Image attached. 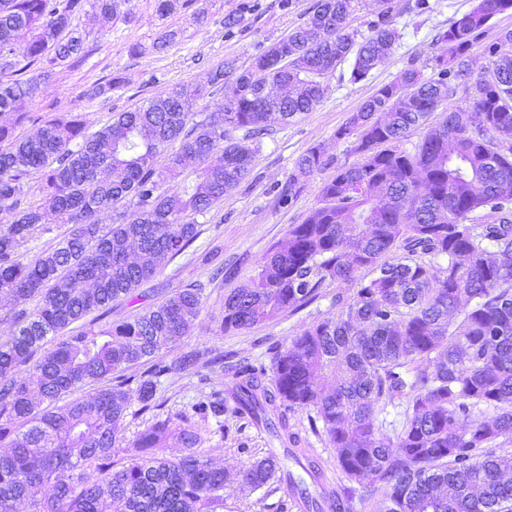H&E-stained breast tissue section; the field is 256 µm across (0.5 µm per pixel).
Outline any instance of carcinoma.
<instances>
[{"mask_svg": "<svg viewBox=\"0 0 512 512\" xmlns=\"http://www.w3.org/2000/svg\"><path fill=\"white\" fill-rule=\"evenodd\" d=\"M381 2L366 35L350 27L359 0H318L249 64H218L210 87L222 100L200 119L175 87L93 132L76 114L17 138L41 84L88 54L76 19L90 13L104 32L118 0H0V61L10 69L0 76V117L10 121L0 123V212L11 215L0 225V300L14 327L0 336V512H114L118 503L124 512H223L227 476L199 451L193 425L155 416L128 443L130 462L114 460L124 419L155 410L162 378L202 360L188 350L168 363L163 353L193 327L203 285L107 317L145 297L139 287L197 239L195 216L243 179L271 120L313 111L338 64L352 60L358 83L392 54L399 12ZM509 11L512 0H474L437 33L433 76L407 68L350 113L336 138L354 139L363 161L336 168L287 246L224 296L219 329L231 333L296 312L334 283L356 285L336 319L300 330L269 368L237 364L231 389L234 411L296 460L306 451L277 409L315 412L351 482L324 492L336 512L351 508L354 483L364 500L382 494L380 512H512V198L503 196L512 185V30L485 46L489 70L469 105L448 107L413 150L402 148L453 97L472 48ZM327 164L321 148L308 149L278 204ZM186 171L194 179L181 190H163ZM108 208L106 229L97 215ZM49 212L69 228L21 261ZM138 364V377L125 375ZM102 381L92 396L57 405ZM395 402L402 419L389 437L381 414ZM193 413L220 420L224 394L204 396ZM279 473L295 481L270 452L242 479L255 491Z\"/></svg>", "mask_w": 512, "mask_h": 512, "instance_id": "carcinoma-1", "label": "carcinoma"}]
</instances>
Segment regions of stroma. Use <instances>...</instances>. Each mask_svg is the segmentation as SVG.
<instances>
[{
    "mask_svg": "<svg viewBox=\"0 0 512 512\" xmlns=\"http://www.w3.org/2000/svg\"><path fill=\"white\" fill-rule=\"evenodd\" d=\"M242 0H192L191 10L160 17L155 0H129L136 19L126 24L114 23L104 33L95 32L91 17L79 19L81 27L91 30L89 54L79 64L63 65L41 87L29 108L30 120L16 128V135L27 134L33 124L46 118L62 117L69 112L83 113L90 129L105 124L113 113L145 104L159 92L179 86L191 96L195 111L213 106L210 96H198L207 87L212 68L225 60L248 64L250 58L300 24L311 11L315 0H293L284 7L283 0H254L256 8L246 14L241 25L226 32L223 19ZM420 13H401L395 18L401 38L393 53L368 79L350 82V63H342L329 80V91L313 112L288 125H274L271 136L264 138L253 156L246 177L223 201L197 219L200 234L183 255L168 261L159 273L144 284L147 301L159 303L170 292L190 283L205 286L204 306L194 328L179 345L180 350L196 349L208 356L221 355L233 362L254 365L269 364L276 351L301 328L317 321L335 318L342 299L353 291L352 284L340 283L324 289L322 297L294 313L234 333L219 330L223 316L224 296L242 285L252 274L258 261L271 249L282 247L291 225L302 223L319 200L320 188L331 178L337 165L355 164L361 156L352 142L337 140L336 131L351 112L381 84L393 80L405 68L427 69L429 60L439 52L434 36L450 19L459 17L472 6V0H426ZM206 10L208 22L197 26L191 13ZM178 31L175 44L162 51L151 45L165 31ZM145 47L136 56L133 45ZM120 76L124 87L97 99L86 98L87 90ZM323 146L333 163L310 177L293 204L278 206L276 196L287 180L297 158L312 146ZM220 247L224 263V282L209 283L210 266L206 254ZM233 378L228 371L206 365L168 375L163 380L159 399L161 416L191 414L192 406L204 394L221 391L224 421L202 423L201 450L223 465L228 475L224 488V512H300L289 497L286 483L271 482L268 489L251 490L241 475L253 461L278 450L279 444L249 420L239 417L228 392ZM310 409L288 412L291 429L308 442L309 450L339 486L341 475L336 465V450L324 436L312 432Z\"/></svg>",
    "mask_w": 512,
    "mask_h": 512,
    "instance_id": "obj_1",
    "label": "stroma"
}]
</instances>
